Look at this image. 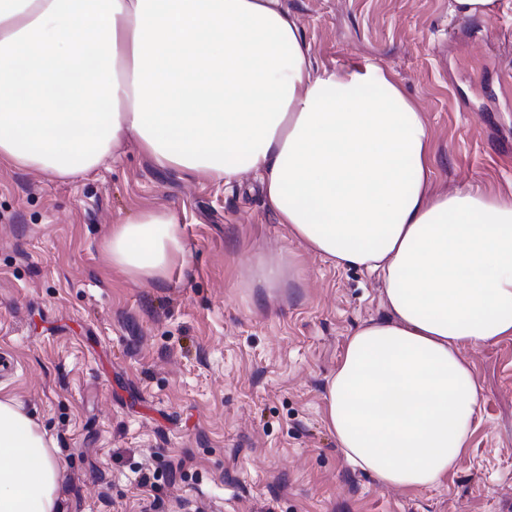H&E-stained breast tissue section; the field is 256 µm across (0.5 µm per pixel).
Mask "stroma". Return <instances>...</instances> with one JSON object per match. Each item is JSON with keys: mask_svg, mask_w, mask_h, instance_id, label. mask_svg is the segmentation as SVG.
<instances>
[{"mask_svg": "<svg viewBox=\"0 0 512 512\" xmlns=\"http://www.w3.org/2000/svg\"><path fill=\"white\" fill-rule=\"evenodd\" d=\"M314 71L367 61L416 102L429 187L512 195V0H283ZM174 212L189 261L161 285L113 270L112 226ZM287 252L275 297L254 285ZM383 286L289 239L253 174L229 185L158 168L136 141L91 177L0 168V388L57 443L59 512H512V339L461 348L482 390L469 451L436 487L383 485L324 424L352 331ZM156 473L154 487L138 484ZM501 0H454V11L462 16H494L500 8Z\"/></svg>", "mask_w": 512, "mask_h": 512, "instance_id": "obj_1", "label": "stroma"}]
</instances>
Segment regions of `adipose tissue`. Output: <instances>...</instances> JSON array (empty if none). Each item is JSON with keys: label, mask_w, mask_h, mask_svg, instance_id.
<instances>
[{"label": "adipose tissue", "mask_w": 512, "mask_h": 512, "mask_svg": "<svg viewBox=\"0 0 512 512\" xmlns=\"http://www.w3.org/2000/svg\"><path fill=\"white\" fill-rule=\"evenodd\" d=\"M281 0H0V167L91 173L127 139L157 167L247 172L291 240L378 274L387 314L350 335L325 425L381 484H440L480 402L459 351L512 339V197L429 189L431 139L381 65L313 72ZM113 267L160 284L175 215L113 225ZM47 431L0 393V512H58Z\"/></svg>", "instance_id": "1"}]
</instances>
